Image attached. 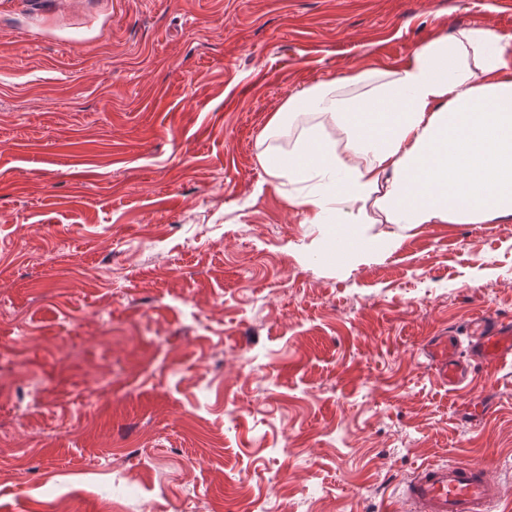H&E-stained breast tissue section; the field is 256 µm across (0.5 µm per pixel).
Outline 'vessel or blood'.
I'll return each instance as SVG.
<instances>
[{
  "label": "vessel or blood",
  "instance_id": "1",
  "mask_svg": "<svg viewBox=\"0 0 512 512\" xmlns=\"http://www.w3.org/2000/svg\"><path fill=\"white\" fill-rule=\"evenodd\" d=\"M423 353L442 385L464 390L476 365L512 362V321L483 312L471 336L428 337ZM400 498L409 512H497L500 490L485 466L456 459L417 469L401 483Z\"/></svg>",
  "mask_w": 512,
  "mask_h": 512
}]
</instances>
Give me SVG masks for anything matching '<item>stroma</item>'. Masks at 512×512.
<instances>
[{"instance_id": "stroma-1", "label": "stroma", "mask_w": 512, "mask_h": 512, "mask_svg": "<svg viewBox=\"0 0 512 512\" xmlns=\"http://www.w3.org/2000/svg\"><path fill=\"white\" fill-rule=\"evenodd\" d=\"M504 0H0V512H382L487 464L512 512V367L463 396L420 353L512 317V222L429 224L357 265L260 158L298 90Z\"/></svg>"}]
</instances>
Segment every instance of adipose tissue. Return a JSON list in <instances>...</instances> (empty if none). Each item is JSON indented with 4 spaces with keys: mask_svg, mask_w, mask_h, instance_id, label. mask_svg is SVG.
Instances as JSON below:
<instances>
[{
    "mask_svg": "<svg viewBox=\"0 0 512 512\" xmlns=\"http://www.w3.org/2000/svg\"><path fill=\"white\" fill-rule=\"evenodd\" d=\"M354 81L364 94L320 83L293 94L285 111L327 115L343 149L310 126L292 152L262 158L269 176L304 185L291 203L305 223L351 242L353 262L371 249L359 225L370 200L401 230L391 249L424 224L512 221V36L464 28Z\"/></svg>",
    "mask_w": 512,
    "mask_h": 512,
    "instance_id": "obj_1",
    "label": "adipose tissue"
}]
</instances>
